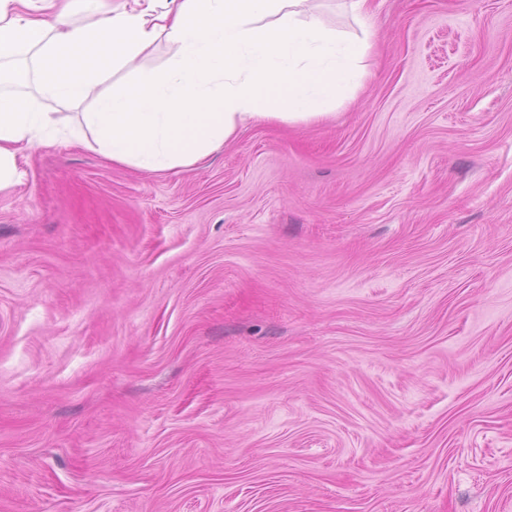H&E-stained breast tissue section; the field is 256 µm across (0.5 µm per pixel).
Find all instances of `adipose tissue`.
<instances>
[{
    "label": "adipose tissue",
    "instance_id": "adipose-tissue-1",
    "mask_svg": "<svg viewBox=\"0 0 512 512\" xmlns=\"http://www.w3.org/2000/svg\"><path fill=\"white\" fill-rule=\"evenodd\" d=\"M375 39L371 0H0V191L37 148L185 171L247 124L327 121Z\"/></svg>",
    "mask_w": 512,
    "mask_h": 512
}]
</instances>
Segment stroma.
<instances>
[{
    "label": "stroma",
    "instance_id": "1",
    "mask_svg": "<svg viewBox=\"0 0 512 512\" xmlns=\"http://www.w3.org/2000/svg\"><path fill=\"white\" fill-rule=\"evenodd\" d=\"M335 119L0 192V512H512V0H374Z\"/></svg>",
    "mask_w": 512,
    "mask_h": 512
}]
</instances>
